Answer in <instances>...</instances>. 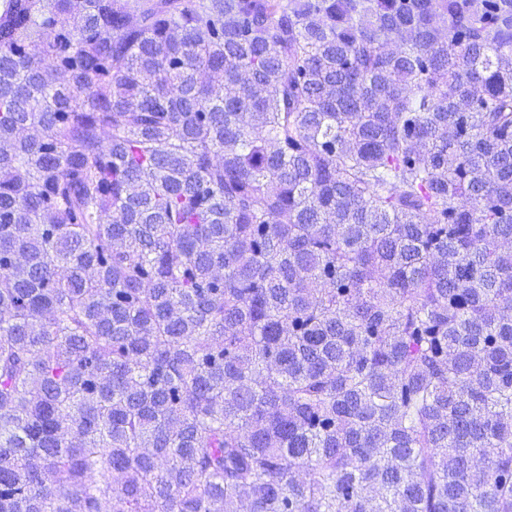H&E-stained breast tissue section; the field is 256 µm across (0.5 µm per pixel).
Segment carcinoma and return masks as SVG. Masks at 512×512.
Masks as SVG:
<instances>
[{"label":"carcinoma","mask_w":512,"mask_h":512,"mask_svg":"<svg viewBox=\"0 0 512 512\" xmlns=\"http://www.w3.org/2000/svg\"><path fill=\"white\" fill-rule=\"evenodd\" d=\"M0 82V512H512V0H10Z\"/></svg>","instance_id":"carcinoma-1"}]
</instances>
